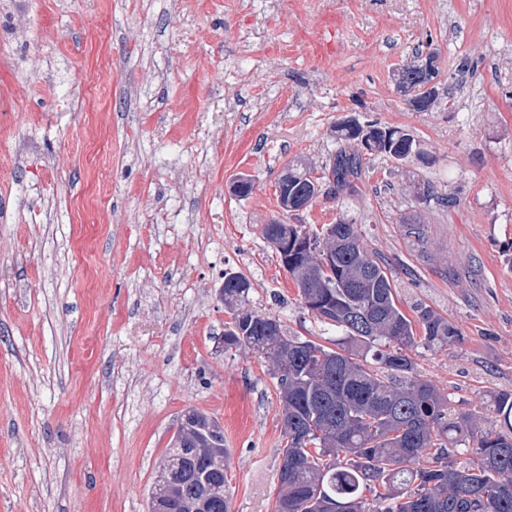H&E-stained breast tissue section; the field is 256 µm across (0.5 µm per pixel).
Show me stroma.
Wrapping results in <instances>:
<instances>
[{"mask_svg": "<svg viewBox=\"0 0 512 512\" xmlns=\"http://www.w3.org/2000/svg\"><path fill=\"white\" fill-rule=\"evenodd\" d=\"M432 50L446 97L415 112L396 74ZM350 118L432 164L380 156L284 212L289 161L328 166ZM339 218L404 311L459 329L420 374L456 408L512 391V0H0V512H147L191 409L224 428L232 512H274L279 375L225 346L220 291L241 273L250 311L336 338L261 228Z\"/></svg>", "mask_w": 512, "mask_h": 512, "instance_id": "stroma-1", "label": "stroma"}]
</instances>
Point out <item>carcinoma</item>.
Segmentation results:
<instances>
[{
  "instance_id": "obj_1",
  "label": "carcinoma",
  "mask_w": 512,
  "mask_h": 512,
  "mask_svg": "<svg viewBox=\"0 0 512 512\" xmlns=\"http://www.w3.org/2000/svg\"><path fill=\"white\" fill-rule=\"evenodd\" d=\"M329 165L332 195L353 192L364 156L424 162L430 154L414 136L378 126L358 142L350 122L336 124ZM311 168L288 164V189L310 185ZM269 243L288 235L301 243L288 252V274L304 307L342 332L326 346L286 334L280 319L248 310L250 284L224 274V307L231 321L224 344L265 354L280 372L281 432L286 440L274 512H512V393L495 396L485 414L455 410L447 395L423 378L409 354L418 345L439 349L459 330L432 308L413 315L399 306L387 267L362 245L355 225L336 220L316 230L266 224ZM325 240L328 261L311 245ZM473 460L457 465L458 447ZM224 428L192 409L158 467L148 512H231ZM371 493L372 499L366 498Z\"/></svg>"
}]
</instances>
